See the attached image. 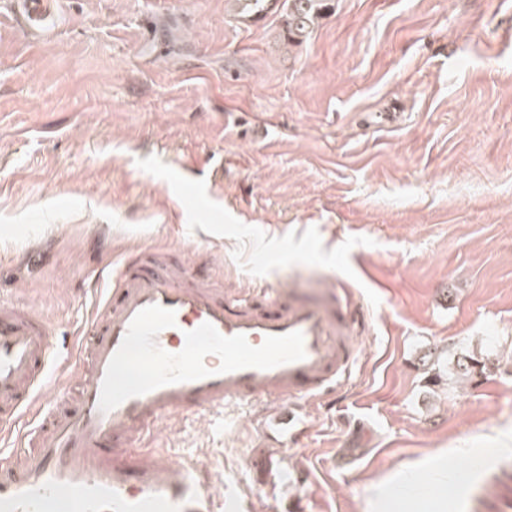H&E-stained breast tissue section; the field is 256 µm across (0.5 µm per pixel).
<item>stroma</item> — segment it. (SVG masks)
<instances>
[{
	"instance_id": "35a3bbf8",
	"label": "stroma",
	"mask_w": 512,
	"mask_h": 512,
	"mask_svg": "<svg viewBox=\"0 0 512 512\" xmlns=\"http://www.w3.org/2000/svg\"><path fill=\"white\" fill-rule=\"evenodd\" d=\"M0 0V298L69 332L133 244L225 287H343L368 311L334 399L237 405L153 442L220 512H367L449 449L447 512H512V0H334L302 44L230 0H59L34 41ZM475 354L485 374L458 382Z\"/></svg>"
}]
</instances>
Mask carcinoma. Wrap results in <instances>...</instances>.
Masks as SVG:
<instances>
[{
  "label": "carcinoma",
  "mask_w": 512,
  "mask_h": 512,
  "mask_svg": "<svg viewBox=\"0 0 512 512\" xmlns=\"http://www.w3.org/2000/svg\"><path fill=\"white\" fill-rule=\"evenodd\" d=\"M333 0H247L246 7L254 19L263 17L270 11L279 12L284 17L285 38L291 45H299L313 31L320 20L325 18ZM481 362L473 356L459 357L454 372L469 377Z\"/></svg>",
  "instance_id": "obj_1"
}]
</instances>
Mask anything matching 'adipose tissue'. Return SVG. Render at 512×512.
Returning a JSON list of instances; mask_svg holds the SVG:
<instances>
[{
	"label": "adipose tissue",
	"mask_w": 512,
	"mask_h": 512,
	"mask_svg": "<svg viewBox=\"0 0 512 512\" xmlns=\"http://www.w3.org/2000/svg\"><path fill=\"white\" fill-rule=\"evenodd\" d=\"M448 486V452L396 468L373 486L370 512H397L403 490H410L415 507L426 512L431 501L444 498Z\"/></svg>",
	"instance_id": "1"
}]
</instances>
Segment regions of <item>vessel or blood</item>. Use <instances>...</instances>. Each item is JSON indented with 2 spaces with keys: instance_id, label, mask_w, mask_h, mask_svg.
<instances>
[{
  "instance_id": "vessel-or-blood-1",
  "label": "vessel or blood",
  "mask_w": 512,
  "mask_h": 512,
  "mask_svg": "<svg viewBox=\"0 0 512 512\" xmlns=\"http://www.w3.org/2000/svg\"><path fill=\"white\" fill-rule=\"evenodd\" d=\"M13 14L29 34L57 22L55 0H15ZM95 289L71 371L54 366L58 326L0 299V512H214V471L145 444L179 415L333 392L368 333L338 291L242 297L171 249H131Z\"/></svg>"
}]
</instances>
